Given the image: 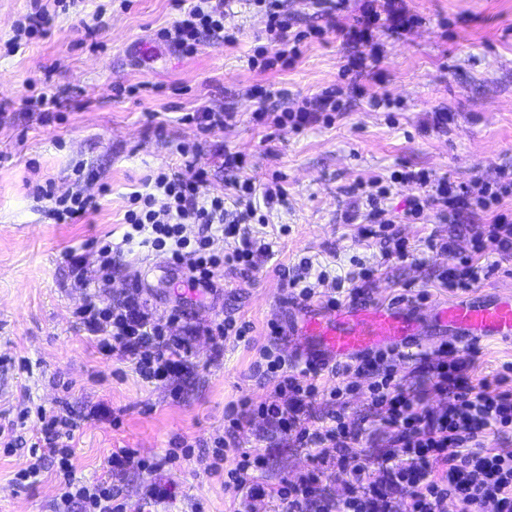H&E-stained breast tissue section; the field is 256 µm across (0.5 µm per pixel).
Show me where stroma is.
I'll list each match as a JSON object with an SVG mask.
<instances>
[{
  "instance_id": "1",
  "label": "stroma",
  "mask_w": 512,
  "mask_h": 512,
  "mask_svg": "<svg viewBox=\"0 0 512 512\" xmlns=\"http://www.w3.org/2000/svg\"><path fill=\"white\" fill-rule=\"evenodd\" d=\"M36 0H0V422L16 416L26 403L46 408L65 402L78 411L105 403L119 416L120 427L108 422L81 425L71 446L76 478L94 481L107 476V460L115 448L162 460L170 441L181 435L209 441L224 428V410L241 396L262 399L271 382L252 375L256 348L267 339L271 322L290 327L281 344L285 355L306 354L311 339L297 328L305 309L290 302L287 289L265 259L257 270L220 272L214 291H191L177 298L169 288L183 271L166 255H153L142 268L141 292L158 313L182 307L187 324L207 326L232 315L252 326L253 344L227 338L223 357H214L206 337L193 336L194 373L179 388L142 381L132 363L98 353L87 339L75 312L83 289L70 285L64 254L94 239L120 242L130 193L159 169L182 167L177 145L199 148L209 170L207 189L227 193L220 149L245 154L243 177L258 183L279 178L286 206L275 207L263 227L275 240L278 261L294 265L303 256L313 263L335 262L338 274L350 269L351 258L372 267L365 301L390 305L407 293V308L418 321V336L408 345L399 366L405 386L416 382L421 356L453 340L435 310L459 300V292L440 287L438 276L446 254L429 252V235L452 240L470 252L476 225L490 221L476 214L459 224L440 221L435 212L412 223L405 219L413 187L394 186L385 206L412 254L404 262H387L374 240L362 239L358 227L341 216L357 203V184L407 166L428 170L450 181L496 180L501 167L512 166V0H407L418 23L406 32L382 30L385 45L379 77L363 73L357 83L366 91L384 89L400 108L394 117L370 111L364 96L350 92L333 124L316 123L304 131L291 125L270 127L253 121L258 103L250 91L273 86L287 101L271 100V109L297 107L337 83L341 65L360 53L336 32L302 45L301 55L287 68H250L255 50L268 49L264 20L248 0H233L224 15L227 29L238 31L232 45L202 43L185 55L157 37L176 18L170 0H79L62 9L54 0H37L53 17L49 32L11 54L7 44L14 29ZM104 15L94 36L83 26L96 10ZM141 83V103L117 98L116 85ZM59 95L52 122L25 103L32 88ZM231 102L236 123L223 130L201 132L180 122L181 113L203 105ZM436 111L452 112L443 130L427 128ZM53 183L56 193L75 189L93 195L97 211L71 224H56L34 197L36 186ZM427 300H418L419 292ZM29 359L32 373L22 372ZM242 447L266 446L269 461L262 482L296 479L310 471L312 451L253 420L240 435ZM26 449L0 448V512H52L60 494L54 469L37 482L16 485ZM161 474L177 487L175 500L161 512H231L233 495L222 475L204 472L193 462L164 465Z\"/></svg>"
}]
</instances>
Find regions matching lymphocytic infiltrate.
<instances>
[{
    "label": "lymphocytic infiltrate",
    "mask_w": 512,
    "mask_h": 512,
    "mask_svg": "<svg viewBox=\"0 0 512 512\" xmlns=\"http://www.w3.org/2000/svg\"><path fill=\"white\" fill-rule=\"evenodd\" d=\"M230 0H172L177 19L172 28L163 29L162 39L185 53L196 52L203 39L236 43V32L224 27V12ZM262 14L265 35L274 47L273 57L253 58V67L268 70L275 65H291L299 57L301 35L292 34L293 16L287 0H252ZM316 15L325 17L327 27L351 43H366L380 21H389L394 29L410 27V16L403 0H364L359 15L341 22L337 13L346 11L348 0H308ZM270 87L259 91L260 104L254 112L258 122L291 124L303 129L321 114L342 113L345 88L342 84L326 88L315 106L301 104L297 109L271 115L266 103L277 97ZM178 151L187 161L180 170L162 169L147 178L143 190L133 192L125 214L127 229L121 245L103 241L90 254L68 253L73 285L86 289L87 295L77 312L80 325L105 356L121 355L130 360L143 380L177 382L193 369L187 327L185 336H175L170 327L180 320L178 311L156 316L140 292L127 293L116 302L102 295L109 287L112 271L122 246L138 245L166 254L172 264L186 271L188 287L214 289L221 268L249 272L258 257L274 254L273 241L256 236L252 223H265L266 209L286 199L276 182L257 187L249 179L239 178L245 160L241 153L224 150L225 172L231 173L237 219L225 223L228 208L220 195L207 193L208 169L189 159V149ZM412 184L416 192L408 200L406 218L421 219L424 212L436 211L441 221L459 223L465 211L491 212L490 223L477 225L473 234V252L458 251L451 241L429 236L430 251L447 254L448 266L442 273L444 287L468 292L497 268L500 260L512 257V215L501 212L500 203L512 197V176L501 174L498 181L473 179L454 187L447 177L431 172L404 169L393 172L389 183L374 178L357 189L361 207L348 215V223L367 225L368 237L379 241L384 258L407 260L411 251L394 228L384 206L393 185ZM167 203L156 208L157 196ZM37 199L47 201L54 223L69 224L78 217L96 211L97 201L76 190L56 195L52 186L35 190ZM199 227L196 238H189L184 227ZM231 239V248L215 251L214 232ZM274 273L290 290L294 303L305 305L317 300L331 309L343 302H357L363 294V281L370 268L343 276L328 269H314L311 258H302L295 268L278 264ZM282 326L268 325V340L257 350L252 372L273 383L261 400L243 397L224 412V429L217 434L210 450L195 452L193 443L176 437L174 449L163 462H147L129 448H118L109 456L107 478L95 482L77 480L68 441L83 419H110L112 411L101 404L88 416L77 415L68 404L38 408L36 424L21 410L15 419L0 423L1 448H27L29 461L17 474L19 482L34 483L47 468H54L63 484V492L53 512H126V502L117 477L137 469L154 475L163 463L177 458L196 459L204 471H223L225 488L240 494V512H252L257 500L278 503L279 512H447L449 500H456L461 512H512V363L503 364L493 379L473 381L469 374L478 353L476 346L459 348L444 344L434 357L426 359L421 388H404L398 376V362L404 353L397 346L369 351L356 356L333 358L314 364L284 356L279 347ZM335 378L327 391L317 382L322 376ZM368 378L371 405L384 428L386 445L378 455L379 475L368 478L360 446L361 429L343 410L344 398L353 392L358 379ZM325 395L335 409L326 424L314 425L308 409L318 395ZM262 419L301 448L314 449L315 463L340 471H351L353 480L346 496L339 501L327 497L316 472L271 486L250 482V475L263 469L267 454L260 448H239V434L245 423Z\"/></svg>",
    "instance_id": "lymphocytic-infiltrate-1"
}]
</instances>
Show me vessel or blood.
I'll return each mask as SVG.
<instances>
[{
  "mask_svg": "<svg viewBox=\"0 0 512 512\" xmlns=\"http://www.w3.org/2000/svg\"><path fill=\"white\" fill-rule=\"evenodd\" d=\"M437 317L467 340L496 336L512 342V294L500 295L491 304L453 302ZM303 329L315 338L320 355L353 356L395 342H412L416 323L393 307L358 305L328 314L307 313Z\"/></svg>",
  "mask_w": 512,
  "mask_h": 512,
  "instance_id": "vessel-or-blood-1",
  "label": "vessel or blood"
}]
</instances>
